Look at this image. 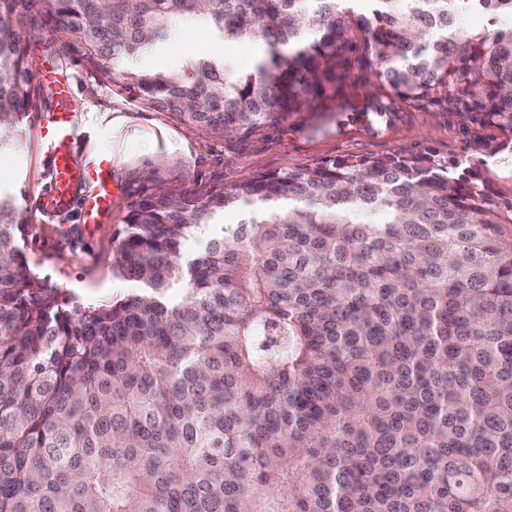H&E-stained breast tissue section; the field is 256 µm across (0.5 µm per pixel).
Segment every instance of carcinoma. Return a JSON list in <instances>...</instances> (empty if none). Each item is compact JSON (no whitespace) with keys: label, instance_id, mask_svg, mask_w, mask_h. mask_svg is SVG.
Wrapping results in <instances>:
<instances>
[{"label":"carcinoma","instance_id":"1","mask_svg":"<svg viewBox=\"0 0 512 512\" xmlns=\"http://www.w3.org/2000/svg\"><path fill=\"white\" fill-rule=\"evenodd\" d=\"M354 2L0 0V147L44 97L38 30L106 79L179 21L258 37L248 74L122 77L222 133L335 96L352 20L398 101L495 127L482 154L512 168V0ZM25 224L0 192V512H512V197L476 166L395 151L159 189L115 239L136 288L88 306L32 272ZM242 219V210L238 208L225 210L224 214H221L216 218V226L202 227L200 229H197L193 234L186 238L182 244V251L185 253H190L195 250L201 249L211 236L219 232V226L239 224Z\"/></svg>","mask_w":512,"mask_h":512}]
</instances>
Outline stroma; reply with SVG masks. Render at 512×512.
Here are the masks:
<instances>
[{
  "instance_id": "stroma-1",
  "label": "stroma",
  "mask_w": 512,
  "mask_h": 512,
  "mask_svg": "<svg viewBox=\"0 0 512 512\" xmlns=\"http://www.w3.org/2000/svg\"><path fill=\"white\" fill-rule=\"evenodd\" d=\"M348 37L355 46L345 84L349 112L333 118L336 101L330 98L324 111L296 112L252 131L223 134L203 131L171 113L150 108L120 83L97 77L79 55L53 53L42 41H34L31 56L51 62L73 85L77 162L111 149L112 128L106 120L112 113L128 118L138 135L123 144L128 160L112 174L121 191L112 201L111 212L92 231L80 223L74 210L45 221V161L39 126H31L20 142L0 151V190L15 196L28 219L19 248L32 271L71 306L128 295L131 284L113 274L114 237L123 231L129 211L161 186L195 190L216 182L231 186L287 167L311 168L339 156L424 148L445 160H479L478 144L497 136V129L462 123L449 112H429L397 102L377 79L379 62L365 51L364 33L354 27ZM259 50L258 43L247 40L224 46L208 30L180 23L167 42L133 64L174 70L192 57L228 55L239 71L248 72ZM373 98L391 105V112L383 117L363 113V104ZM170 136L186 141V148L167 145Z\"/></svg>"
}]
</instances>
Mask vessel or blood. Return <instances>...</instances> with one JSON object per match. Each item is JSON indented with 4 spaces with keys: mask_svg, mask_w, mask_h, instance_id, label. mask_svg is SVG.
Masks as SVG:
<instances>
[{
    "mask_svg": "<svg viewBox=\"0 0 512 512\" xmlns=\"http://www.w3.org/2000/svg\"><path fill=\"white\" fill-rule=\"evenodd\" d=\"M34 72L39 81L53 88L58 98H71L70 85L54 67L38 61L34 64ZM41 127L50 178L45 213H63L75 203L79 206L81 223L87 228H95L111 210L112 199L118 192L112 180L111 155L101 152L85 164L75 162L73 145L77 133L71 109L43 113Z\"/></svg>",
    "mask_w": 512,
    "mask_h": 512,
    "instance_id": "b4317fda",
    "label": "vessel or blood"
}]
</instances>
